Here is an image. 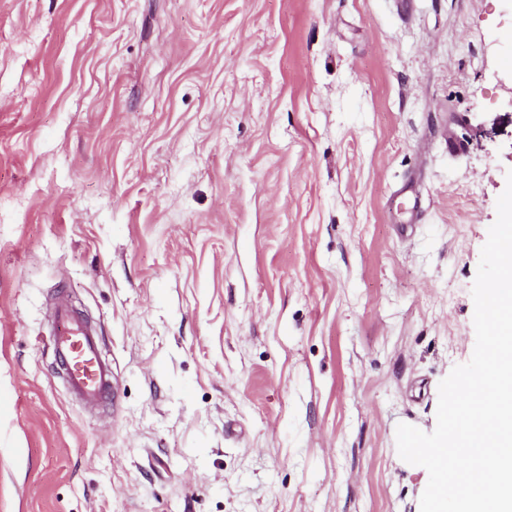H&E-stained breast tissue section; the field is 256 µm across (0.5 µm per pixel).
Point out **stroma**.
<instances>
[{"mask_svg":"<svg viewBox=\"0 0 512 512\" xmlns=\"http://www.w3.org/2000/svg\"><path fill=\"white\" fill-rule=\"evenodd\" d=\"M511 170L512 0H0V512H420ZM58 376L66 390L87 408L112 400V362L103 352L97 325L74 310L64 296L54 302V321L47 338Z\"/></svg>","mask_w":512,"mask_h":512,"instance_id":"1","label":"stroma"}]
</instances>
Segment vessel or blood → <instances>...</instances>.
I'll use <instances>...</instances> for the list:
<instances>
[{
    "instance_id": "vessel-or-blood-1",
    "label": "vessel or blood",
    "mask_w": 512,
    "mask_h": 512,
    "mask_svg": "<svg viewBox=\"0 0 512 512\" xmlns=\"http://www.w3.org/2000/svg\"><path fill=\"white\" fill-rule=\"evenodd\" d=\"M58 376L84 406L97 409L112 399L115 378L103 352L96 324L76 313L63 296L54 302V321L47 338Z\"/></svg>"
}]
</instances>
